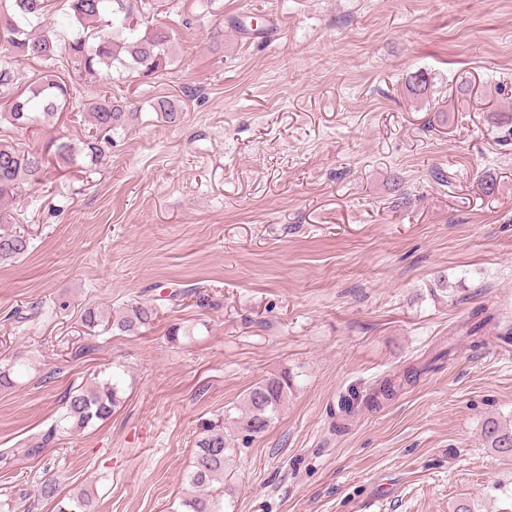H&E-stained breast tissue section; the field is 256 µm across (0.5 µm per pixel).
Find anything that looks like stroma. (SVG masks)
I'll return each instance as SVG.
<instances>
[{
	"label": "stroma",
	"mask_w": 512,
	"mask_h": 512,
	"mask_svg": "<svg viewBox=\"0 0 512 512\" xmlns=\"http://www.w3.org/2000/svg\"><path fill=\"white\" fill-rule=\"evenodd\" d=\"M245 12L275 32L243 37L228 20ZM153 16L176 42L163 76L77 84L139 112L104 165L49 166L12 206L32 247L0 266V512H56L49 474L96 512H181L205 424L235 434L248 389L284 370L294 387L238 444L224 512L512 507V454L481 438L488 418L512 427V345L456 331L480 306L512 322V0H157ZM164 96L176 123L151 107ZM88 131L66 111L1 125L0 144ZM135 301L156 309L137 332L81 323ZM104 368L112 416L30 455Z\"/></svg>",
	"instance_id": "1"
}]
</instances>
